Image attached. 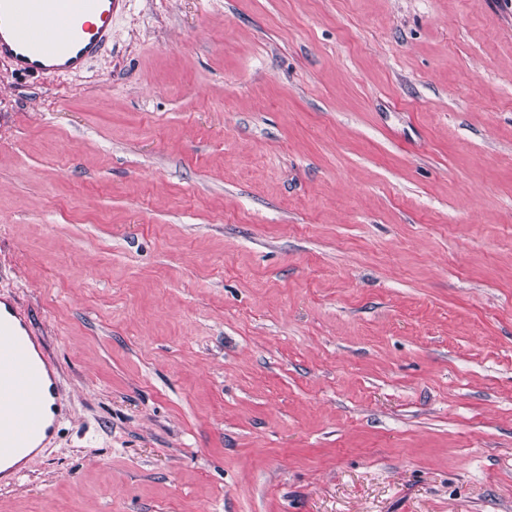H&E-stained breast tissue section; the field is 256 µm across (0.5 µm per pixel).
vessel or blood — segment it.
I'll list each match as a JSON object with an SVG mask.
<instances>
[{"label":"vessel or blood","mask_w":512,"mask_h":512,"mask_svg":"<svg viewBox=\"0 0 512 512\" xmlns=\"http://www.w3.org/2000/svg\"><path fill=\"white\" fill-rule=\"evenodd\" d=\"M121 0H0V59L27 75L76 73L112 40ZM64 411L58 371L25 309L0 294V484L15 480Z\"/></svg>","instance_id":"b4317fda"}]
</instances>
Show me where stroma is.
<instances>
[{"mask_svg":"<svg viewBox=\"0 0 512 512\" xmlns=\"http://www.w3.org/2000/svg\"><path fill=\"white\" fill-rule=\"evenodd\" d=\"M69 412L0 512H512V0H124L0 61V292Z\"/></svg>","mask_w":512,"mask_h":512,"instance_id":"35a3bbf8","label":"stroma"}]
</instances>
